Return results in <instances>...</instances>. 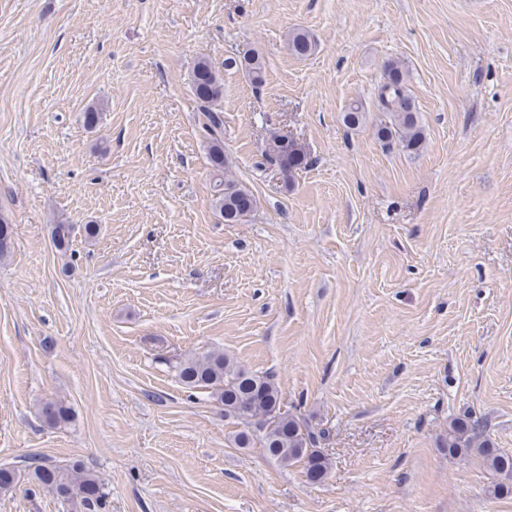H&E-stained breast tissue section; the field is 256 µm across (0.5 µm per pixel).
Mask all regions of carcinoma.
<instances>
[{"label": "carcinoma", "mask_w": 512, "mask_h": 512, "mask_svg": "<svg viewBox=\"0 0 512 512\" xmlns=\"http://www.w3.org/2000/svg\"><path fill=\"white\" fill-rule=\"evenodd\" d=\"M287 44L288 50L298 57L310 55L315 47L314 40L303 29L290 30ZM236 66L254 85L264 82L265 62L256 49L247 48L239 58L224 62L226 68ZM190 84L205 112L204 130L210 139L212 166L222 174L226 165L219 138L223 118L217 106L224 98L223 75L209 58L200 57L190 73ZM407 84L408 75L400 62L389 61L377 89L376 102L379 111L391 114V119L377 127L376 135L388 144L397 141L409 155H418L424 149L426 137ZM215 207L224 223L241 224L252 216L257 201L247 186L222 177L215 184ZM73 231L72 224L53 225L52 240L57 250L69 249ZM177 373L189 389L212 390V395L224 406V417L243 424L244 429L234 436L238 447L247 448L257 442L278 464L302 465L309 481L318 483L326 478L330 461L319 450V442L326 432L313 430L304 418L283 410L279 388L271 376L245 369L220 350L207 351L180 362ZM38 413L51 428L70 419V408L58 400L42 402ZM444 447L451 457L463 452L477 453L498 476L493 493L512 495V454L496 448L479 430L477 422L468 417L451 421ZM27 475L67 504L69 512H106L107 494L99 477L81 463L65 468L39 464L27 471Z\"/></svg>", "instance_id": "obj_1"}]
</instances>
